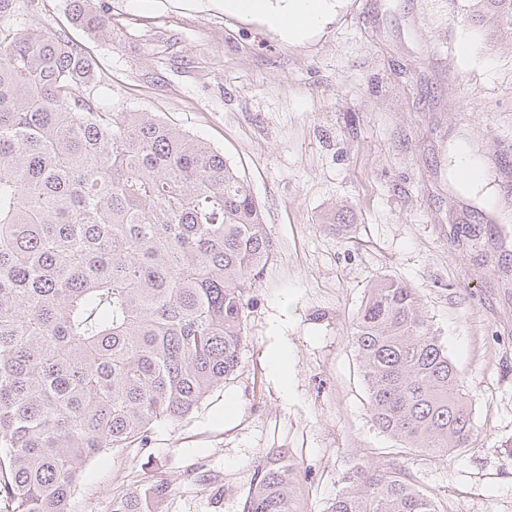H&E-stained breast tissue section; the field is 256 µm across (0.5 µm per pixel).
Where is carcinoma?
<instances>
[{"label":"carcinoma","mask_w":512,"mask_h":512,"mask_svg":"<svg viewBox=\"0 0 512 512\" xmlns=\"http://www.w3.org/2000/svg\"><path fill=\"white\" fill-rule=\"evenodd\" d=\"M467 20L512 38V0ZM0 0V512H70L85 465L144 441L239 366L245 293L272 242L224 154L153 112H93V60L11 25ZM112 33L99 0H68ZM353 345L374 426L410 450L469 447L460 375L416 289L366 287ZM286 451L257 470L241 512H300ZM167 482L112 497L158 512ZM326 512H438L397 469L347 476Z\"/></svg>","instance_id":"1"}]
</instances>
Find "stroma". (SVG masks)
<instances>
[{"instance_id": "obj_1", "label": "stroma", "mask_w": 512, "mask_h": 512, "mask_svg": "<svg viewBox=\"0 0 512 512\" xmlns=\"http://www.w3.org/2000/svg\"><path fill=\"white\" fill-rule=\"evenodd\" d=\"M224 2L104 0L112 33L94 41L65 0H16L14 25L92 56L91 108L153 112L223 152L272 241L237 370L147 441L89 462L71 512H111L154 481L173 488L162 512H241L281 449L303 512H325L367 464L400 469L439 512H512V39L468 23L467 0H341L299 40ZM459 150L491 203L458 186ZM344 206L348 224L323 223ZM380 277L418 291L472 402L469 448L406 451L373 425L352 336Z\"/></svg>"}]
</instances>
